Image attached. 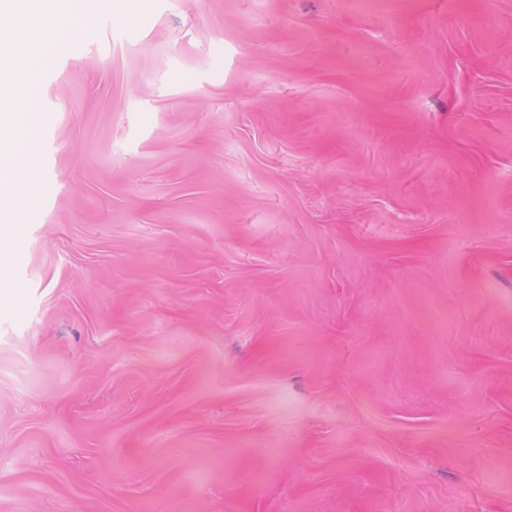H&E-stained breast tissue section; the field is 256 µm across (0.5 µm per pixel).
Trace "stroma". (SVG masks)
Returning <instances> with one entry per match:
<instances>
[{
  "label": "stroma",
  "instance_id": "obj_1",
  "mask_svg": "<svg viewBox=\"0 0 512 512\" xmlns=\"http://www.w3.org/2000/svg\"><path fill=\"white\" fill-rule=\"evenodd\" d=\"M107 4L40 74L0 512H512V0Z\"/></svg>",
  "mask_w": 512,
  "mask_h": 512
}]
</instances>
